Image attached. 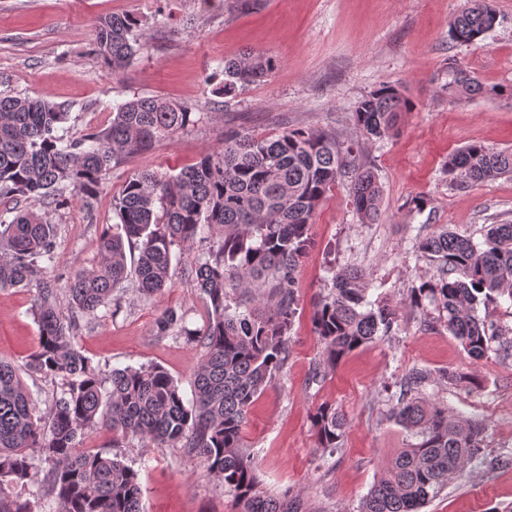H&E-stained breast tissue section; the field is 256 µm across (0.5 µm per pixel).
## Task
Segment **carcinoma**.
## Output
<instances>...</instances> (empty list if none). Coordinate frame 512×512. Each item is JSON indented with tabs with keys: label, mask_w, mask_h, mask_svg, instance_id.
Returning a JSON list of instances; mask_svg holds the SVG:
<instances>
[{
	"label": "carcinoma",
	"mask_w": 512,
	"mask_h": 512,
	"mask_svg": "<svg viewBox=\"0 0 512 512\" xmlns=\"http://www.w3.org/2000/svg\"><path fill=\"white\" fill-rule=\"evenodd\" d=\"M495 22L492 0H467L450 23L451 36L471 43ZM138 27L130 16L97 21L94 51L108 70L118 73L131 64L141 47ZM273 70L271 58L247 53L224 65L215 92L231 96ZM459 71L448 63V94L459 101L479 94V83L459 84ZM412 108L399 88L385 85L358 102L353 140L325 129L260 140L227 131L221 151L176 174L133 173L113 199L120 224L102 231L97 262L75 274L63 309L51 270L58 225L38 205L75 200L92 209L112 168L186 131L198 122L197 113L160 98H134L113 108L108 127L66 143L58 135L69 119L65 105L0 97V197L14 201L0 213V290H35L39 346L26 370L65 385L43 415L19 370L0 358V512H35L16 491L29 482L43 485L49 512H142L137 471L83 446L84 432L98 426L115 437L187 449L233 493L237 512H302L290 492L261 490L256 462L244 446L247 412L288 359L299 308L296 273L314 247L311 227L319 206L344 179L360 223L377 220L382 187L360 153L365 143L394 135L399 117ZM447 170L465 183L512 175V150L470 143L448 155ZM196 242L208 244L207 252L184 278L205 296L208 322L189 329L166 310L156 323L157 334L174 332L204 349L192 401L184 402L160 366L101 373L76 342L80 319L116 306L117 289L128 280L146 297L162 296L171 286L176 251ZM416 249L419 258L435 263L436 273L411 290V307L437 311L468 358H512V328L494 320L500 300L512 302V223L492 225L481 242L442 228L418 239ZM129 251L138 253L131 270ZM331 282L311 319L323 348L315 380L389 335L399 318L398 307L369 300L366 272L334 271ZM429 382L418 368L400 382L390 418L415 442L377 477L359 512H420L481 453L485 427L432 402L424 395ZM313 426L317 447H341L347 419L334 406L320 405ZM35 453L45 464L42 476L34 470Z\"/></svg>",
	"instance_id": "carcinoma-1"
}]
</instances>
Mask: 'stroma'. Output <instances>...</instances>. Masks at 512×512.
<instances>
[{
  "label": "stroma",
  "mask_w": 512,
  "mask_h": 512,
  "mask_svg": "<svg viewBox=\"0 0 512 512\" xmlns=\"http://www.w3.org/2000/svg\"><path fill=\"white\" fill-rule=\"evenodd\" d=\"M465 0H0V94L29 95L66 104L64 136L72 140L107 127L114 105L159 97L191 107L200 120L186 132L112 169L92 210L80 203L49 209L58 224L54 273L58 302L67 305L68 281L97 257L98 238L116 224L112 198L137 171L178 173L220 148L225 131L258 139L288 129H326L346 139L356 134L357 103L380 86L399 87L414 104L397 137L367 143L362 152L382 185L378 223L358 221L348 183L321 204L311 228L314 247L297 274L299 315L289 358L248 414L245 443L259 468L263 490L300 497L303 512H358L378 474L389 466L408 434L386 416L400 382L412 368L426 370L427 396L486 427L484 450L453 476L423 512H512V358L466 357L435 316L409 306V293L435 268L413 252L415 240L435 228L483 241L491 225L512 222V176L461 183L445 171L449 155L477 142L512 149V0H493L497 22L477 42L452 40L449 25ZM107 15L140 21L143 50L121 74L102 67L91 51L95 24ZM273 57L269 79L213 95L209 76L246 52ZM473 75L480 94L465 101L448 94V62ZM428 196L424 211L413 197ZM194 245L173 262V286L147 300L126 286L120 309L85 318L78 342L102 372L163 366L184 400L203 349L186 338L155 333L172 309L191 329L208 321L204 296L184 279L202 253ZM358 267L372 296L399 309L391 335L363 346L326 378L313 380L320 345L312 331V302L327 294L333 269ZM33 294L0 291V357L24 367L38 342ZM474 371L479 388L444 380L443 371ZM348 419L342 448L317 446L311 415L321 404ZM83 442L105 448L139 474L143 512H236L231 493L181 448L143 446L89 430Z\"/></svg>",
  "instance_id": "35a3bbf8"
}]
</instances>
